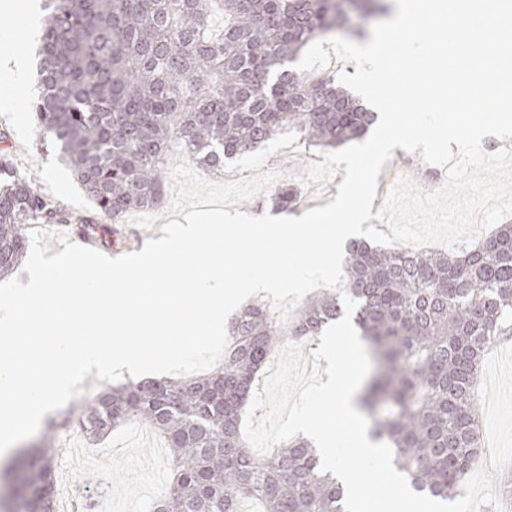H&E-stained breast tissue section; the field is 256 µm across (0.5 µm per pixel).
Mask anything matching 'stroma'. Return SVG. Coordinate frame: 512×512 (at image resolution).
I'll list each match as a JSON object with an SVG mask.
<instances>
[{
	"label": "stroma",
	"instance_id": "obj_1",
	"mask_svg": "<svg viewBox=\"0 0 512 512\" xmlns=\"http://www.w3.org/2000/svg\"><path fill=\"white\" fill-rule=\"evenodd\" d=\"M37 43L29 41V68L20 79L9 104L0 103V154L6 153L43 195L56 200L72 213L91 210L92 203L74 179L66 163L60 159L52 143L43 138L34 121L32 106L38 96ZM318 152L288 136L281 135L265 146L226 161L221 171L202 170L201 175L213 182L249 178L268 170L280 172L281 183L294 185L298 201L293 216L330 203L338 192L340 177L323 183H306L301 178L304 167L319 161ZM104 387L95 375H88L79 394L62 410L45 415L34 442L52 438L55 446L53 465L57 479V495H64L71 485H79L86 512H154L162 490L169 483L171 469L165 446L145 444L140 440L141 428L133 424L111 434L100 443L87 440L75 423L64 422V414L91 402ZM109 458L110 492L102 494L90 471L100 458Z\"/></svg>",
	"mask_w": 512,
	"mask_h": 512
}]
</instances>
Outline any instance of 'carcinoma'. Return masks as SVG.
Returning <instances> with one entry per match:
<instances>
[{"instance_id": "obj_1", "label": "carcinoma", "mask_w": 512, "mask_h": 512, "mask_svg": "<svg viewBox=\"0 0 512 512\" xmlns=\"http://www.w3.org/2000/svg\"><path fill=\"white\" fill-rule=\"evenodd\" d=\"M41 91L33 111L93 209L75 215L42 195L11 157H0V278L26 257L31 224H92L102 236L163 197L172 150L221 171L224 160L283 133L334 150L377 121L334 74L289 68L337 32L368 40L391 0H45ZM224 30L212 29L213 9ZM292 186L276 205L296 204ZM345 288L305 301L289 331L257 300L230 322L229 344L209 372L129 380L81 407V433L98 441L141 422L163 436L170 482L158 512H344L346 491L320 468L305 438L255 456L243 427L253 386L284 339H311L357 306L355 329L376 369L358 396L411 488L439 501L461 494L481 448L473 388L485 353L512 336V224L458 253L400 251L350 242ZM52 440L16 470V512H54Z\"/></svg>"}]
</instances>
